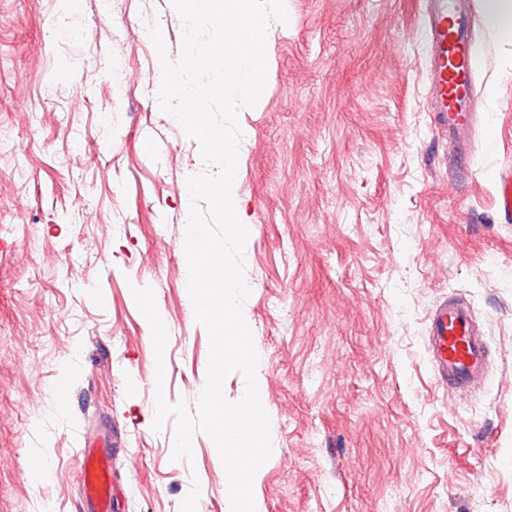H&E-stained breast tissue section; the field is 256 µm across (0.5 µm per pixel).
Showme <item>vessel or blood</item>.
<instances>
[{
    "instance_id": "vessel-or-blood-1",
    "label": "vessel or blood",
    "mask_w": 512,
    "mask_h": 512,
    "mask_svg": "<svg viewBox=\"0 0 512 512\" xmlns=\"http://www.w3.org/2000/svg\"><path fill=\"white\" fill-rule=\"evenodd\" d=\"M470 16V0H428L423 20L430 46L428 93L436 105L437 127L464 160L473 151L474 76L481 66ZM496 205L499 213L512 218L511 164L498 173ZM427 348L449 390L473 395L484 388L492 364L489 340L467 301L449 297L433 309ZM76 457L88 512H113L111 453L84 443Z\"/></svg>"
}]
</instances>
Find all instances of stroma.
<instances>
[{
  "label": "stroma",
  "instance_id": "35a3bbf8",
  "mask_svg": "<svg viewBox=\"0 0 512 512\" xmlns=\"http://www.w3.org/2000/svg\"><path fill=\"white\" fill-rule=\"evenodd\" d=\"M473 2L479 98L470 166L428 96L426 0H285L268 75L243 110V315L272 456L263 512H512V39ZM171 0H0V512H83L76 448L115 438V512H226L214 442L173 459L152 429L156 360L133 288L169 333L168 403L195 406L209 339L185 281L182 198L197 141L160 111ZM465 297L493 349L485 390L444 389L425 347L438 300ZM43 458L44 477L24 471ZM496 205L499 213L505 218H512V165H504L497 176Z\"/></svg>",
  "mask_w": 512,
  "mask_h": 512
}]
</instances>
